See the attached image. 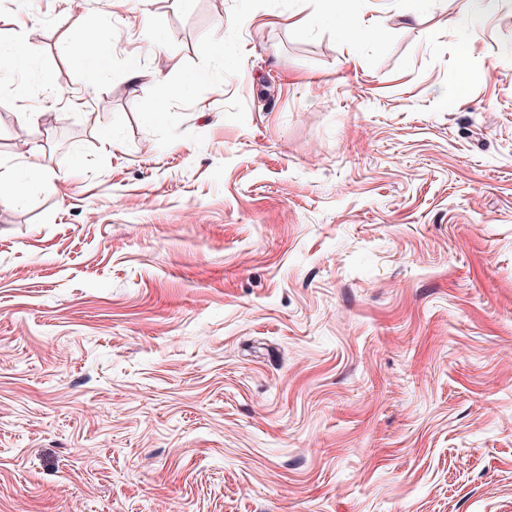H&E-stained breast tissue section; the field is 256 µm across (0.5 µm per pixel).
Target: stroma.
<instances>
[{"instance_id": "1", "label": "stroma", "mask_w": 512, "mask_h": 512, "mask_svg": "<svg viewBox=\"0 0 512 512\" xmlns=\"http://www.w3.org/2000/svg\"><path fill=\"white\" fill-rule=\"evenodd\" d=\"M463 2L368 0L374 67L256 9L163 148L234 0H0V512H512V0Z\"/></svg>"}]
</instances>
